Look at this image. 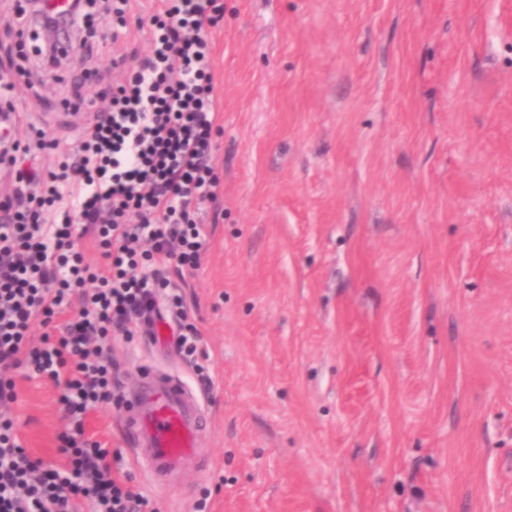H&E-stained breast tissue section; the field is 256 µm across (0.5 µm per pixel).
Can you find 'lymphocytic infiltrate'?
<instances>
[{"label":"lymphocytic infiltrate","mask_w":512,"mask_h":512,"mask_svg":"<svg viewBox=\"0 0 512 512\" xmlns=\"http://www.w3.org/2000/svg\"><path fill=\"white\" fill-rule=\"evenodd\" d=\"M130 2L101 0L98 13L76 15L72 51L92 55L96 21L123 16ZM223 16L222 0H156L148 54L104 86L80 154L54 168L36 163L37 152L57 147L44 130L25 138L0 130V165L16 173L12 194L0 197V512H144L148 504L110 450L87 437L85 420L120 400L112 335L153 322L159 298L176 311L178 352L205 356L166 271L199 266L205 207L223 193L211 166L220 112L208 36ZM88 235L102 264L76 247ZM20 377L61 389L62 466L33 457L15 428L8 407Z\"/></svg>","instance_id":"obj_1"}]
</instances>
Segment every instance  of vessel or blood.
I'll return each mask as SVG.
<instances>
[{
	"mask_svg": "<svg viewBox=\"0 0 512 512\" xmlns=\"http://www.w3.org/2000/svg\"><path fill=\"white\" fill-rule=\"evenodd\" d=\"M128 407L126 426L137 441V459L156 480L198 456L200 406L180 378L145 371Z\"/></svg>",
	"mask_w": 512,
	"mask_h": 512,
	"instance_id": "vessel-or-blood-1",
	"label": "vessel or blood"
}]
</instances>
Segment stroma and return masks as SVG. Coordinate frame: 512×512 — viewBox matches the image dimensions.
<instances>
[{"instance_id":"35a3bbf8","label":"stroma","mask_w":512,"mask_h":512,"mask_svg":"<svg viewBox=\"0 0 512 512\" xmlns=\"http://www.w3.org/2000/svg\"><path fill=\"white\" fill-rule=\"evenodd\" d=\"M209 31L224 193L201 266L169 271L212 386L171 336H117L120 392L180 375L201 456L155 485L125 406L86 420L147 512H512V0H223ZM137 0L92 63L148 53ZM78 56L0 84L76 153ZM28 451L60 463L58 391L16 381Z\"/></svg>"}]
</instances>
